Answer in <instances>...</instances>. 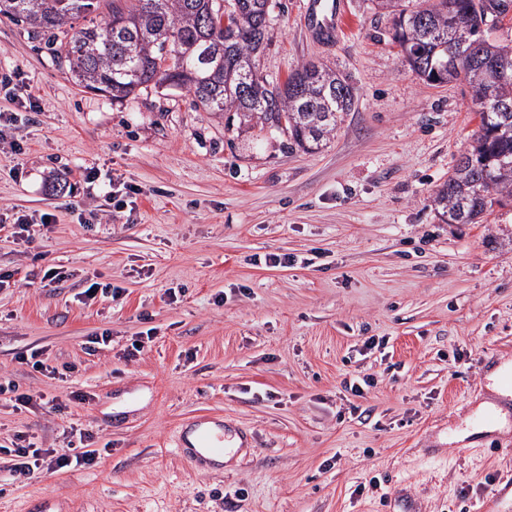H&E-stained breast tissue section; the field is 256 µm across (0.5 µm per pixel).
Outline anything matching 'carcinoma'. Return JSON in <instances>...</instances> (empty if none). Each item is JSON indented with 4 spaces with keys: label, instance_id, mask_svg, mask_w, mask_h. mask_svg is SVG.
I'll return each instance as SVG.
<instances>
[{
    "label": "carcinoma",
    "instance_id": "carcinoma-1",
    "mask_svg": "<svg viewBox=\"0 0 512 512\" xmlns=\"http://www.w3.org/2000/svg\"><path fill=\"white\" fill-rule=\"evenodd\" d=\"M393 39L423 82L460 81L479 112L471 149L435 193L448 223L478 224L512 204V44L490 38L512 0H428L408 10L380 0ZM273 0H0V17L22 26L78 85L114 101L150 86L184 89L193 104L239 127L256 123L307 152L322 147L352 110L354 88L327 66L306 62L270 86L256 55L267 39ZM253 72L238 82L241 64Z\"/></svg>",
    "mask_w": 512,
    "mask_h": 512
}]
</instances>
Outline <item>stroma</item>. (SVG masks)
Returning a JSON list of instances; mask_svg holds the SVG:
<instances>
[{
    "label": "stroma",
    "instance_id": "35a3bbf8",
    "mask_svg": "<svg viewBox=\"0 0 512 512\" xmlns=\"http://www.w3.org/2000/svg\"><path fill=\"white\" fill-rule=\"evenodd\" d=\"M306 2L274 0L256 64L274 86L314 61L354 87L314 153L232 136L184 90L111 102L0 20V76L21 75L0 90V206L56 216L31 242L0 238V272L24 277L0 288V383L91 395L57 412L0 394V444L53 448L75 423L112 445L94 466L20 479L0 454V512H512V454L484 449L512 430L450 439L512 362V206L448 224L432 202L479 115L465 84L405 65L378 0H346L329 42ZM87 168L138 186L135 209L78 223ZM50 267L68 278L44 280ZM93 280L121 302L80 303ZM105 330L111 344L89 351ZM372 336L386 347L364 353ZM35 349L58 374L19 362ZM361 373L375 383L356 396L345 382ZM201 417L252 436L221 470L175 448Z\"/></svg>",
    "mask_w": 512,
    "mask_h": 512
}]
</instances>
